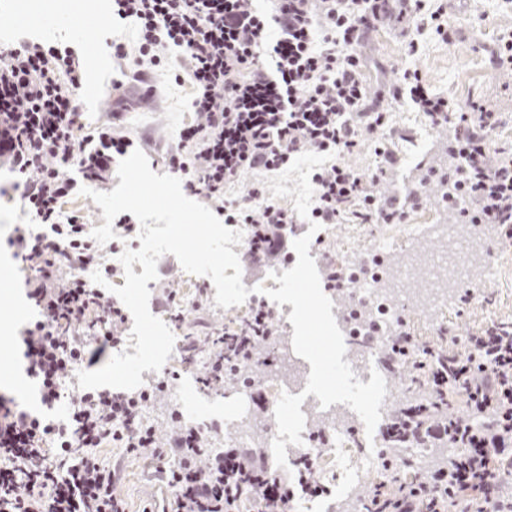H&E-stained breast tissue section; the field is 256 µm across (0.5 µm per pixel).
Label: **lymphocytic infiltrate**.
Masks as SVG:
<instances>
[{
  "mask_svg": "<svg viewBox=\"0 0 512 512\" xmlns=\"http://www.w3.org/2000/svg\"><path fill=\"white\" fill-rule=\"evenodd\" d=\"M112 13L137 27V66H170L172 49L186 62L198 121L179 131L180 150L169 166L225 223L258 227L248 244L253 254L282 249L273 230H287L298 218L265 200L260 185L242 202L225 198L226 185L244 170H281L310 151L335 162L311 175L308 221L338 223L352 206L362 223H402L406 212L396 198L374 194L377 175L340 161L385 122L384 113L365 109L360 47L391 14L414 22L418 33L450 40L444 8L429 9L426 0H270L265 10L256 0H112ZM82 85L70 50L27 37L0 45V164L17 174L35 219L14 225L7 238L38 311L18 337L43 404L69 405L66 420H46L0 393V512H126L114 492L120 465L94 454L112 444L156 460L174 495L173 512H292L294 488L329 494L306 458L284 472L258 448L214 451L210 429L196 426H176L159 439L141 411L167 380L151 391L65 392L71 367L102 364L121 344L117 328L127 321L125 309L83 276L89 269L115 274L113 246L99 245L80 216L61 215L79 180H103L133 145L108 128L85 132L77 105ZM393 96L407 98L432 126L451 125L458 165L449 208L458 223L485 225L498 246L511 249L512 146L490 145L498 112L480 103L459 109L415 70L403 72ZM73 167L79 177L69 176ZM273 317L271 308L252 306L246 335L203 340L188 333L180 353L191 356L204 341L216 347L200 383L223 388L228 362H253L256 342L270 339ZM386 348L393 368H408L432 392L448 394L447 413L417 423L407 408L388 430L409 444H445L450 453L433 473L371 486L362 512H512V326L490 324L466 335L445 327L432 344L403 331Z\"/></svg>",
  "mask_w": 512,
  "mask_h": 512,
  "instance_id": "obj_1",
  "label": "lymphocytic infiltrate"
}]
</instances>
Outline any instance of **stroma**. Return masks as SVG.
Masks as SVG:
<instances>
[{
  "mask_svg": "<svg viewBox=\"0 0 512 512\" xmlns=\"http://www.w3.org/2000/svg\"><path fill=\"white\" fill-rule=\"evenodd\" d=\"M111 4H96L94 15H87L82 0H44L30 7L26 0H0V38L19 35H38L40 39L70 45L84 67L83 86L78 95V107L87 129L119 122L122 129L141 144L151 169L168 173L169 156L177 145L179 130L191 125L196 115L190 107L194 89L189 79H174L172 73L159 71L151 80L157 92L144 98L139 89L113 90V79L119 78L124 63L112 55V38L120 36L127 52L136 48V28L133 23H113ZM450 20L457 29L453 42L424 34L419 38L417 54H408L405 38L396 26L387 24L374 31L366 48L368 63L364 79L377 107L385 112L388 122L380 136L395 150L399 162L388 178L377 188L379 194L419 192L425 197L419 207L408 209L411 224L425 219L449 223L450 218L441 206L440 192L435 185L421 183V172L411 160L408 148L419 133L423 117L409 101L387 97L385 90L405 69L418 70L431 91L452 98L460 105L475 100L488 101L502 114V123L494 134L495 143H512V80L495 72L489 64V51L504 28L512 26V9L502 6L500 0H450ZM124 100L120 116H113L117 100ZM331 158L308 153L277 172L243 171L224 191L227 199H244L248 189L262 184L268 200L287 208L299 217H306L312 202L310 172L327 167ZM28 220L18 193L0 196V319L23 308L25 320H32L35 309L25 298L18 269L2 241L10 225ZM323 250L342 258L361 250L364 239L352 215H345L341 223L324 227ZM164 272L158 275L157 287L151 288L149 308L153 315L165 318L159 296L161 288L174 291L184 301L186 309L182 330L186 333H219L231 324H240L248 317V305L222 308L209 306L206 312L190 307L194 291L187 288V274L179 261L170 254L161 258ZM471 274L480 283V292L487 296L484 304H471L460 310L450 303L447 311L435 314L433 309L412 304L408 307L409 331L421 341L434 338L432 320L441 317L445 323L461 331L474 332L493 322L512 323V251L497 254L493 266L474 263ZM176 373L178 383L196 388L200 403L210 410L213 418L223 423L224 435L215 442L223 448L225 442L248 435L249 430L229 412L238 402L234 382H225L223 390L200 389L199 379L204 365L198 359H186L172 353L165 365ZM98 455L104 463L120 462L123 479L117 491L125 500L129 512H158L169 501L167 487L151 480L155 463L146 455L128 453L123 448H102Z\"/></svg>",
  "mask_w": 512,
  "mask_h": 512,
  "instance_id": "stroma-1",
  "label": "stroma"
}]
</instances>
